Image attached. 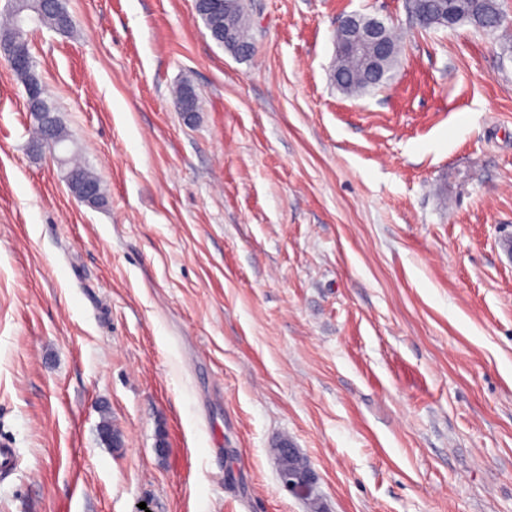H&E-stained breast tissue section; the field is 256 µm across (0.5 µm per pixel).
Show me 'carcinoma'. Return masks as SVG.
<instances>
[{
  "label": "carcinoma",
  "mask_w": 512,
  "mask_h": 512,
  "mask_svg": "<svg viewBox=\"0 0 512 512\" xmlns=\"http://www.w3.org/2000/svg\"><path fill=\"white\" fill-rule=\"evenodd\" d=\"M415 7L419 9L422 20L417 25L424 28L448 27V17L455 19V24L468 23L478 30L493 33L501 28L494 19V14L500 10L498 0H418ZM32 18L34 25L68 31L72 20L63 0H55L51 6L45 5L44 0H13L10 4V19L7 26L0 29V37L13 32L18 19L23 16ZM196 15L201 20L209 36H214V29L221 23L231 33L227 43L217 42V45L228 50L239 59H249L257 51L249 22L247 0H228L226 6L215 12L198 11ZM389 40V53L377 61L380 74L389 79L394 71L401 52L399 36L393 26L385 28ZM349 30L344 26L336 29V60L333 74H340L343 79L335 81L336 87L348 95L362 94L381 85L373 74L360 70L347 52ZM61 165L64 171H74L86 181H96L98 176L76 157L74 149H66L62 156Z\"/></svg>",
  "instance_id": "carcinoma-1"
}]
</instances>
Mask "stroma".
I'll return each instance as SVG.
<instances>
[{"instance_id":"stroma-1","label":"stroma","mask_w":512,"mask_h":512,"mask_svg":"<svg viewBox=\"0 0 512 512\" xmlns=\"http://www.w3.org/2000/svg\"><path fill=\"white\" fill-rule=\"evenodd\" d=\"M499 3L487 34L421 29L406 0H249L242 60L194 0H66L32 53L99 207L28 152L0 63V445L22 458L0 512H512ZM354 11L404 42L349 96ZM283 439L311 499L280 486ZM385 33L389 40L390 49L386 57L377 61V66L380 74L384 77V80L387 81L398 63L401 45L399 36L392 25L385 28Z\"/></svg>"}]
</instances>
